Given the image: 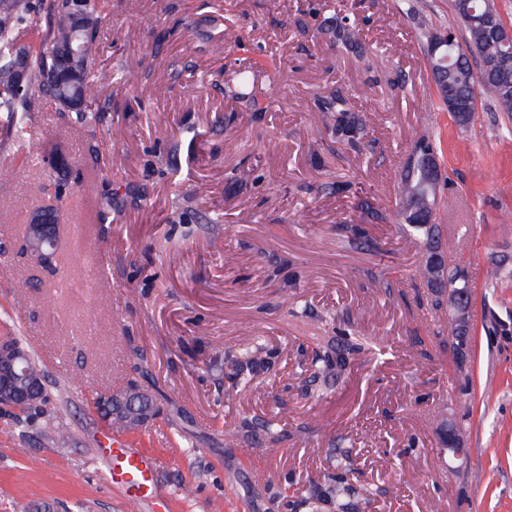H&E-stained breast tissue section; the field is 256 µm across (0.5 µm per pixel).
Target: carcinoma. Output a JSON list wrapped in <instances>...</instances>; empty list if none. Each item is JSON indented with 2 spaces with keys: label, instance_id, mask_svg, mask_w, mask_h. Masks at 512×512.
<instances>
[{
  "label": "carcinoma",
  "instance_id": "cac0c4a2",
  "mask_svg": "<svg viewBox=\"0 0 512 512\" xmlns=\"http://www.w3.org/2000/svg\"><path fill=\"white\" fill-rule=\"evenodd\" d=\"M104 0H87L84 6L86 24L82 38H77L75 27L70 20L66 0H41L40 11L31 13L28 0H0V113L12 117L9 125L15 141L20 142L26 134V118L44 110L46 101L55 97V91L46 83V73L53 66L52 49L65 46L72 40H80L81 50L73 67L79 74L74 93L83 99V109L69 115L73 125L88 128L101 119L104 106L101 103V86L98 82L99 41L97 33L103 19ZM453 21L448 30L459 27L464 31L463 41L448 47L449 61L440 62V57L427 53L426 60L439 101L443 106L453 101L460 109L453 112L456 121L467 126L477 109V93L471 63L486 65L481 71L479 89L490 93L498 111L512 115V93L501 88L502 74L490 63L500 58L503 47L493 37L477 27L468 25L469 16L456 3H451ZM322 33L338 47L360 58L370 54L369 46L362 41L355 24L346 16H327L319 25ZM19 54L27 58L28 75L25 85L15 87L10 64ZM322 110L330 113L331 130L336 140L357 150L362 144L365 126L358 114L351 111L345 98L335 95L321 102ZM437 204L436 190L425 185L420 167L409 165L399 177L395 206L381 210L372 202L364 200L359 204L362 218L369 224L397 222L407 224L412 235L422 244H440V225L414 224L406 206L421 209L423 200ZM374 353L373 346L360 336H346L336 340V345L314 358L316 373L306 392L317 394L322 387L330 384L333 377L340 375L354 362ZM49 395L38 398L32 407L22 404L20 414L28 417L33 413L51 418ZM340 500L342 512H353L357 502L351 499V489L336 480L332 489Z\"/></svg>",
  "mask_w": 512,
  "mask_h": 512
}]
</instances>
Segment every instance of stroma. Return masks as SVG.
<instances>
[{"mask_svg":"<svg viewBox=\"0 0 512 512\" xmlns=\"http://www.w3.org/2000/svg\"><path fill=\"white\" fill-rule=\"evenodd\" d=\"M109 0L99 33L101 101L92 129L54 102L28 120L25 146L0 127V337L40 364L61 434L0 406V512L15 501L52 512H127L107 458L114 440L155 463L165 512H336L308 495L335 477L369 491L359 512H512V115L481 95L458 125L438 103L420 28L445 31L450 0ZM357 23L371 62L318 29ZM252 103L229 96L243 60ZM339 94L366 123L361 151L332 138L322 99ZM437 145L436 221L449 259L473 283L470 354L440 353L438 322L409 313L426 286L410 277L422 247L402 224H363L357 204L388 206L414 140ZM73 164L69 250L56 271L24 250L29 196ZM113 199L106 223L78 189ZM350 182L344 195L329 185ZM502 259L498 279L486 272ZM108 284L98 296L88 273ZM348 332L379 349L320 396L305 366ZM260 348L264 363L230 359ZM151 392L159 412L134 430L108 426L106 386ZM451 404L466 453L434 424ZM280 419L278 452L264 421Z\"/></svg>","mask_w":512,"mask_h":512,"instance_id":"obj_1","label":"stroma"}]
</instances>
